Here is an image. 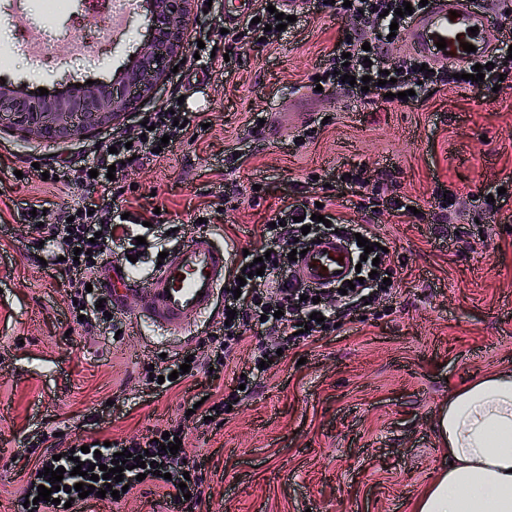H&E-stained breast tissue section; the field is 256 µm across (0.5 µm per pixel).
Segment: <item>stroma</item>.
I'll return each instance as SVG.
<instances>
[{"mask_svg":"<svg viewBox=\"0 0 512 512\" xmlns=\"http://www.w3.org/2000/svg\"><path fill=\"white\" fill-rule=\"evenodd\" d=\"M46 0H0V78L21 89L54 91L110 81L146 33L139 0H126L122 32L104 48H72V23L86 0L48 14ZM349 19L312 11L272 47L248 45L222 72L187 57L152 98L122 122L83 139L35 141L0 130V512H18L37 461L50 450L94 439L150 434L171 422L187 432L185 454L202 464L204 493L190 512H412L415 499L448 462L437 433L449 393L482 376L512 372V87L482 94L448 87L417 106L311 95L307 84ZM205 103L204 132L128 171L120 209H159L174 235L151 241L129 270L145 305L158 255L203 233L231 262L252 248L284 195H315L305 177L363 171L369 185L415 202L406 219L381 211L377 232L392 242L401 286L363 318L289 352L257 393L204 425L183 404L215 388L201 372L189 387L153 394L139 373L197 347L219 322L197 318L192 334L141 318L124 336L75 326L68 276L46 263L57 243H30L24 202L69 209L79 193L53 191L32 164L93 160L112 134L136 136L143 114L175 90ZM267 115L265 126L249 122ZM324 118L317 140L292 142L306 121ZM261 192H252L253 183ZM457 193L440 211L435 188ZM497 213L480 198L497 195ZM77 512H168L164 491L137 486L122 506L91 499Z\"/></svg>","mask_w":512,"mask_h":512,"instance_id":"1","label":"stroma"}]
</instances>
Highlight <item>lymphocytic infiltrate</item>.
<instances>
[{
    "label": "lymphocytic infiltrate",
    "mask_w": 512,
    "mask_h": 512,
    "mask_svg": "<svg viewBox=\"0 0 512 512\" xmlns=\"http://www.w3.org/2000/svg\"><path fill=\"white\" fill-rule=\"evenodd\" d=\"M411 3L412 13L404 14L398 19H391L390 13L403 3ZM280 0H260L255 15L256 23H244L243 26L230 29L224 36L227 53H234L238 45L244 42L271 46L279 42L282 33L276 30L277 20L272 12L279 6ZM330 9L336 15H346L356 20L357 28L340 34L333 49L330 51L318 73L323 79L324 90L343 89L353 96H368L374 101H383L386 93H405L406 104L416 105L425 102L429 95L438 93L447 87L454 86L471 92H491L499 82L512 84V39L498 41L489 54L491 63L485 71L483 80H470L473 64L459 66L452 70L431 67L430 71H422V59L414 56H403L397 63H388L385 49L391 23L406 27L413 12L421 11L420 0H334L333 4H324L323 0H303L302 12L310 10ZM355 78H368L367 88L342 82V75ZM390 75V83H382L383 75ZM188 114L177 99H170L166 105L148 113L147 120L151 126L145 137L126 140L125 136L116 134L110 139V147L101 151L92 163L68 161L50 167L49 176L55 179L59 191L65 192L85 185L94 190L93 196L80 198L68 215L59 216L56 223H48L46 215L32 217L23 214L30 233L50 234L58 244L63 261L62 268L68 275L67 286L71 297L76 298V305L71 313L83 316V326L87 329L110 324L107 312L111 310V301L104 298V284L100 277L102 257L111 249L127 250L136 245V227L142 226L144 218L140 215L123 216L121 210L111 209L109 203L121 195L122 182L128 172L126 163L132 156H144L152 149L160 147L162 138L170 142H183L197 136V125L188 123ZM97 169V177H90V169ZM383 207L394 216L404 217L408 214L407 203L396 197L382 196L380 190H366L365 181L360 173L339 176L333 193L323 195L315 200L309 197H289L284 199L281 207L274 213L272 225L262 226L259 240L248 256L231 269L230 278L241 276L245 265L251 264L258 257L264 258L265 269L262 274L247 279L240 293L226 291L224 303L233 309L235 316L230 325H223L210 333L205 341L206 350L203 356L192 357L184 361L183 357H175L168 363L157 365L151 373L164 376V383L154 384L157 392H166L175 384L193 380L200 368L211 371L213 379H220L230 369V355L234 349L244 345L249 336H256L257 342L251 350L249 365L243 366L242 376L236 377V390L229 398H215L205 413L212 416L214 424L224 422V413L229 402H238L253 393L258 377L263 374L259 364L273 361L281 364L282 352L315 342L318 334L334 329L337 312L352 316L364 310L366 304L378 298L391 295L394 291L389 281L396 273L387 262V247L391 241L371 226L355 221L357 213L370 208ZM324 215V222L314 221V214ZM291 227L290 238H283L279 230L280 224ZM334 235L345 238L356 247V255L362 256L363 248L357 247V237L367 238L369 242L380 243L384 251L380 253L379 265H372L364 260L360 275L362 281L354 290L340 293L334 288H303L294 285L293 261L288 258L292 250H304L312 241ZM319 312L320 321L310 318L312 312ZM306 326V333H299V326ZM270 330L277 334V344H264L259 340L263 331ZM189 364V373H180L182 364ZM186 432L181 425L169 424L167 429H154L146 437H132L113 441L111 446L101 447L99 453H85L80 447L68 448L67 460L58 462L53 457H44L42 466L49 468H65L62 479L63 490L57 491V503L38 500V486L52 487L49 477L38 476V485L26 489V500L34 501L33 512H66L65 501L78 498L79 493L74 486L77 482L72 470L76 462L91 464L99 462L110 464L115 453H127V470L119 482L95 481V488H112L121 490L122 486L137 487V472L133 465L138 455L150 454L152 466L146 467L148 482L165 488L170 503L177 508H185L187 499H199L203 493L202 479L198 467L186 463L183 454H171L170 446L175 439L185 438ZM162 468V475H155V468Z\"/></svg>",
    "instance_id": "f902f5d3"
}]
</instances>
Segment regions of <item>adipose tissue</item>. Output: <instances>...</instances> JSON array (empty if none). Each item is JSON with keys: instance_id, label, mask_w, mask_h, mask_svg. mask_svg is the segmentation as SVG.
<instances>
[{"instance_id": "obj_1", "label": "adipose tissue", "mask_w": 512, "mask_h": 512, "mask_svg": "<svg viewBox=\"0 0 512 512\" xmlns=\"http://www.w3.org/2000/svg\"><path fill=\"white\" fill-rule=\"evenodd\" d=\"M438 429L450 465L412 512H512V372L451 392Z\"/></svg>"}]
</instances>
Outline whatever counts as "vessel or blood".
Wrapping results in <instances>:
<instances>
[{"label":"vessel or blood","mask_w":512,"mask_h":512,"mask_svg":"<svg viewBox=\"0 0 512 512\" xmlns=\"http://www.w3.org/2000/svg\"><path fill=\"white\" fill-rule=\"evenodd\" d=\"M446 49H437L438 39ZM498 34L489 27L484 14L471 9L469 0H430L405 33V52L445 65L463 64L471 57L490 53ZM475 46V53L464 51V44ZM354 255L346 243L330 237L309 246L294 270L306 286H335L339 272L348 271ZM228 260L223 247L211 234L198 235L171 252L160 265L151 289L147 314L173 331L191 330L198 316L214 304L217 288L225 281ZM118 289L112 294V309L127 313V300L135 291L126 267L113 268L109 277Z\"/></svg>","instance_id":"obj_1"}]
</instances>
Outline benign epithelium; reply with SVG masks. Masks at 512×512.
Listing matches in <instances>:
<instances>
[{
  "instance_id": "1",
  "label": "benign epithelium",
  "mask_w": 512,
  "mask_h": 512,
  "mask_svg": "<svg viewBox=\"0 0 512 512\" xmlns=\"http://www.w3.org/2000/svg\"><path fill=\"white\" fill-rule=\"evenodd\" d=\"M141 6L148 35L112 81L45 95L0 81V127H16L33 140L62 142L89 136L138 110L170 64L186 53L196 0H142Z\"/></svg>"
}]
</instances>
